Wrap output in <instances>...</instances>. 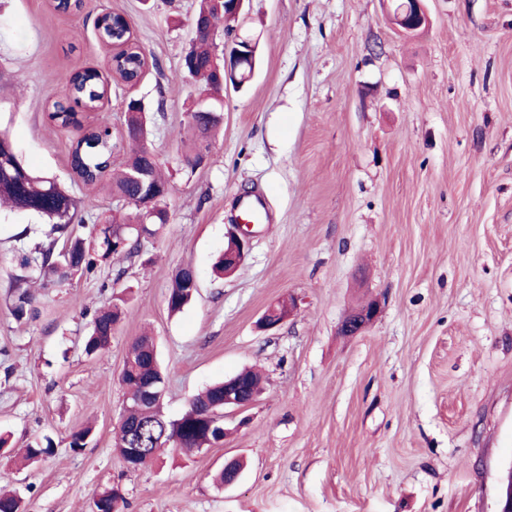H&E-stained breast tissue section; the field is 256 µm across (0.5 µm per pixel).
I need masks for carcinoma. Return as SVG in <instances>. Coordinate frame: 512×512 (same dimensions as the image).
<instances>
[{
  "instance_id": "carcinoma-1",
  "label": "carcinoma",
  "mask_w": 512,
  "mask_h": 512,
  "mask_svg": "<svg viewBox=\"0 0 512 512\" xmlns=\"http://www.w3.org/2000/svg\"><path fill=\"white\" fill-rule=\"evenodd\" d=\"M221 19L218 5L213 0L203 6L195 20L205 28L216 29ZM100 37L105 42L117 41L127 44L125 50L114 59V67L122 77L130 81L138 77L143 68V48L137 43H128L124 26L108 19L97 24ZM183 72L200 77L206 81L210 95H215L224 80V70L213 62L212 45L208 35L200 34L186 56V68ZM112 84L93 69L76 70L69 76L67 85L59 100L48 113L50 122L60 127H80L79 111H97L102 108L105 99L111 93ZM222 123L220 119L199 118L190 126L193 146L185 154L186 162L197 158V150ZM127 141L140 144L131 151L121 171L112 179L111 191L120 198L129 201L134 211V219L128 223L104 221L93 225L94 236L91 241L73 236L71 224L74 222L78 201L57 180L41 177L29 170L20 160L16 148L9 136L0 131V160L10 164L9 172L0 170V205L13 211H23L35 215L51 225L46 234L47 240L36 241L21 256L20 266L44 283H56L74 276L94 277L118 252L132 255L138 252L141 233L153 234V231L141 225L142 211L136 197L140 188L135 180V172L146 170L152 176V185L159 194V202H165L170 193L168 182L159 173L158 159L146 146L142 145L146 137V123L141 109L129 107L126 120ZM119 144L112 142L111 121L102 114L97 125L85 131L72 144L70 165L78 180L85 186L94 187L112 175V154ZM65 237L68 247L62 253L55 252V236ZM193 270L182 265L176 271L168 291L169 311H181L192 302L196 289L191 287ZM123 311L118 305L95 314L91 334L85 342V352L95 354L109 347L112 333L122 319ZM121 382L126 388L125 420L118 421V438L115 449L128 464L130 449L147 448L151 453L149 461H154L169 444L178 447L190 456L202 448L219 444L226 436L224 422L209 419L205 409L224 397V383L219 382L207 387L189 401L184 412L175 419L162 415V404L151 407L139 405L143 387L149 382L165 385L160 368L154 338L148 335L137 337L128 351ZM145 426L140 435L131 434L135 424ZM52 441L38 443L26 448L25 461L33 463L51 452ZM96 501L100 512H120L125 506V497L119 486L104 489Z\"/></svg>"
}]
</instances>
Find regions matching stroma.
Listing matches in <instances>:
<instances>
[{
  "label": "stroma",
  "mask_w": 512,
  "mask_h": 512,
  "mask_svg": "<svg viewBox=\"0 0 512 512\" xmlns=\"http://www.w3.org/2000/svg\"><path fill=\"white\" fill-rule=\"evenodd\" d=\"M200 0H0V127L34 171L80 198L74 235L122 209L106 188L73 181L78 132L47 114L69 75L106 71L96 28L125 16L148 67L112 86L103 106L121 133L142 102L147 146L170 181L168 222L138 253L97 276L33 284L31 314L13 312L22 242L45 225L0 212V470L15 472L23 512H91L120 485L123 512H496L512 465V0H425L414 35L385 0H249L243 31L260 65L224 94L205 163L187 170V113L199 83L176 79ZM258 195L243 264L214 263ZM198 276L194 301L170 314L177 267ZM124 297L109 348L84 351L95 311ZM290 298L277 330L257 322ZM379 305L361 332L345 318ZM153 336L175 418L207 385L252 367L264 389L229 413L224 443L186 456L166 448L132 470L115 450L128 347ZM92 427L85 448L72 432ZM54 450L23 468L43 436ZM243 459L240 480L212 476Z\"/></svg>",
  "instance_id": "1"
}]
</instances>
